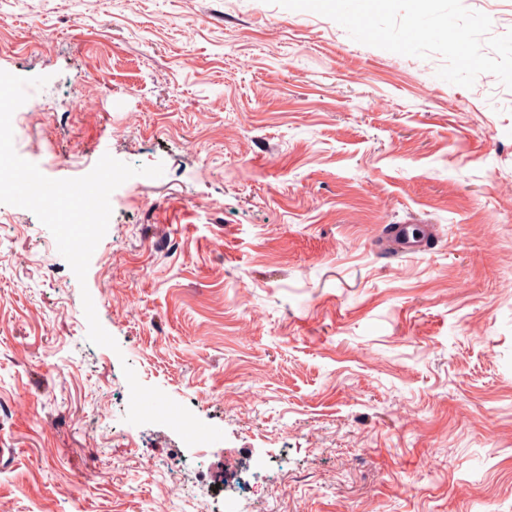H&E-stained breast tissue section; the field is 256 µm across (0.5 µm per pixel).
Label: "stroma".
Listing matches in <instances>:
<instances>
[{
  "instance_id": "stroma-1",
  "label": "stroma",
  "mask_w": 512,
  "mask_h": 512,
  "mask_svg": "<svg viewBox=\"0 0 512 512\" xmlns=\"http://www.w3.org/2000/svg\"><path fill=\"white\" fill-rule=\"evenodd\" d=\"M444 63L266 0H0L49 78L17 154L164 166L82 283L0 204V512H512V89ZM126 363L224 439L126 423ZM384 238L396 255L424 253L433 239L432 225L390 224Z\"/></svg>"
}]
</instances>
